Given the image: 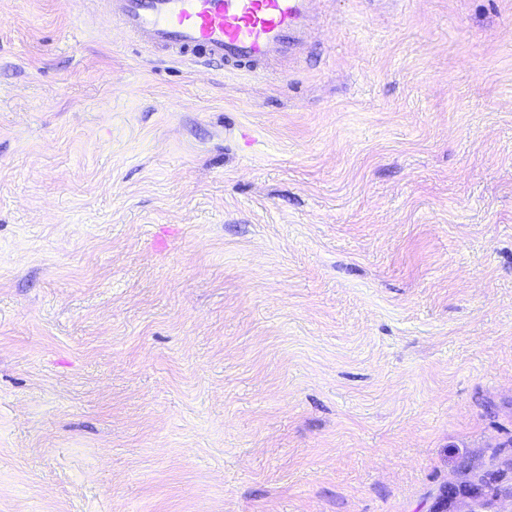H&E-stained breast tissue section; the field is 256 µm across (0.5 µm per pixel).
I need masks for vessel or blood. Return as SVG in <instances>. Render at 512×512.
Instances as JSON below:
<instances>
[{
    "instance_id": "obj_1",
    "label": "vessel or blood",
    "mask_w": 512,
    "mask_h": 512,
    "mask_svg": "<svg viewBox=\"0 0 512 512\" xmlns=\"http://www.w3.org/2000/svg\"><path fill=\"white\" fill-rule=\"evenodd\" d=\"M144 48L195 64L260 76L303 46L313 0H102Z\"/></svg>"
}]
</instances>
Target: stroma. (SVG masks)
Returning <instances> with one entry per match:
<instances>
[{"label":"stroma","mask_w":512,"mask_h":512,"mask_svg":"<svg viewBox=\"0 0 512 512\" xmlns=\"http://www.w3.org/2000/svg\"><path fill=\"white\" fill-rule=\"evenodd\" d=\"M0 512H512V0H0ZM314 0H102L142 47L258 77L303 46Z\"/></svg>","instance_id":"1"}]
</instances>
